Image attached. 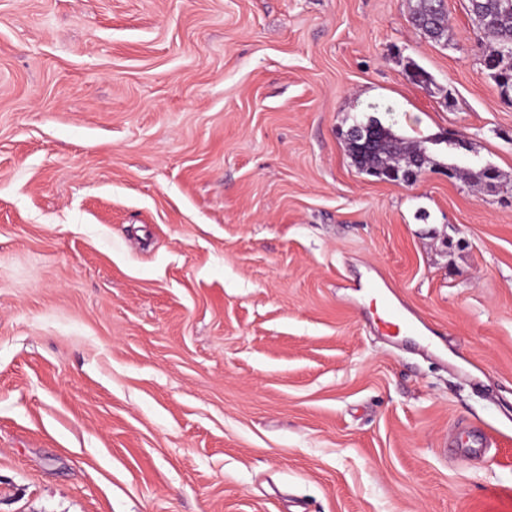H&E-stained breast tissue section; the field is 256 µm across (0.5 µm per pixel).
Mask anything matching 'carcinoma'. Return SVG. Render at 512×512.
I'll return each mask as SVG.
<instances>
[{
  "label": "carcinoma",
  "mask_w": 512,
  "mask_h": 512,
  "mask_svg": "<svg viewBox=\"0 0 512 512\" xmlns=\"http://www.w3.org/2000/svg\"><path fill=\"white\" fill-rule=\"evenodd\" d=\"M469 11L479 12L484 21L480 25L494 44L485 47L484 63L491 71L502 98L512 103V66L504 64V59L512 57V3L506 0H468ZM448 10L446 0H417L411 13V23L428 38L438 42L448 31ZM407 78L416 85L432 83L431 75L415 61L405 64ZM376 125L374 137L366 142L347 138L348 150L354 165L362 172L371 174L375 169H397L404 173L410 169L424 171L432 163L427 148L409 145L398 137L380 120L372 117Z\"/></svg>",
  "instance_id": "cac0c4a2"
}]
</instances>
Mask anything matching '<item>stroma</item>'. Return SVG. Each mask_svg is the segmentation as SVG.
Here are the masks:
<instances>
[{"instance_id": "1", "label": "stroma", "mask_w": 512, "mask_h": 512, "mask_svg": "<svg viewBox=\"0 0 512 512\" xmlns=\"http://www.w3.org/2000/svg\"><path fill=\"white\" fill-rule=\"evenodd\" d=\"M447 6L0 0V512H512V105ZM446 0H418L411 13V23L428 38L438 42L448 31ZM369 121L376 125V132L372 139L364 142V140L356 141L347 136L349 154L360 171L371 176H374L371 171L375 169L397 168L400 174L410 169L422 172L432 163L425 146L406 145L402 138L389 127H385L377 118H369L366 122L356 123L352 127L367 124ZM397 172L389 171L386 174H375V176L379 181L394 186H409L416 183L404 181Z\"/></svg>"}]
</instances>
